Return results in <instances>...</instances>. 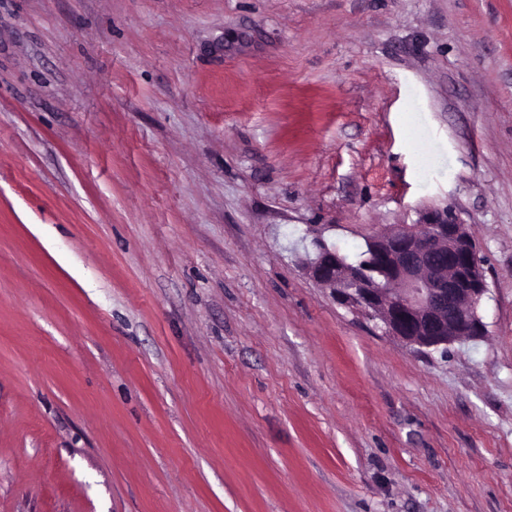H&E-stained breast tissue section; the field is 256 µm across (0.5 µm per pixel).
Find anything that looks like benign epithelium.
Returning a JSON list of instances; mask_svg holds the SVG:
<instances>
[{
	"instance_id": "obj_1",
	"label": "benign epithelium",
	"mask_w": 512,
	"mask_h": 512,
	"mask_svg": "<svg viewBox=\"0 0 512 512\" xmlns=\"http://www.w3.org/2000/svg\"><path fill=\"white\" fill-rule=\"evenodd\" d=\"M306 274L345 307L377 320L384 332L417 349L447 350L480 338L478 307L487 285L475 243L448 212L399 224L367 241V263L352 264L320 237Z\"/></svg>"
}]
</instances>
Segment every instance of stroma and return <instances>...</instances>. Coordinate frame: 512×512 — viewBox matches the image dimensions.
Masks as SVG:
<instances>
[{"mask_svg": "<svg viewBox=\"0 0 512 512\" xmlns=\"http://www.w3.org/2000/svg\"><path fill=\"white\" fill-rule=\"evenodd\" d=\"M434 210L478 340L305 273ZM0 512H512V0H0Z\"/></svg>", "mask_w": 512, "mask_h": 512, "instance_id": "obj_1", "label": "stroma"}]
</instances>
